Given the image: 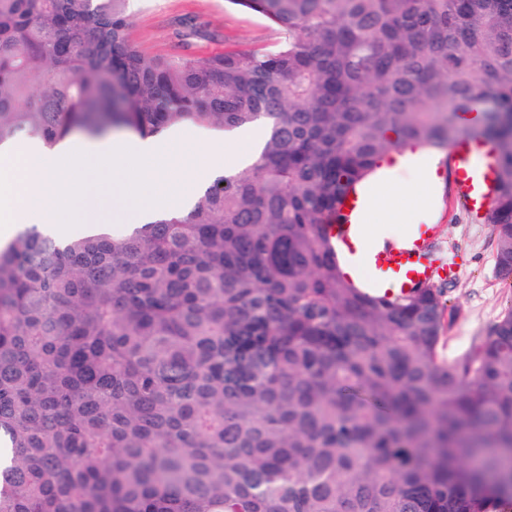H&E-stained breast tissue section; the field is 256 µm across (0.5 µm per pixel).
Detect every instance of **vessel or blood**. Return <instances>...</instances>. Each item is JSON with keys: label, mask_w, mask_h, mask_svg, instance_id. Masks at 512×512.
<instances>
[{"label": "vessel or blood", "mask_w": 512, "mask_h": 512, "mask_svg": "<svg viewBox=\"0 0 512 512\" xmlns=\"http://www.w3.org/2000/svg\"><path fill=\"white\" fill-rule=\"evenodd\" d=\"M448 164L453 170L454 191L465 202L470 212L483 214L487 195L485 189L495 180V170L487 154L475 151L468 141H457L448 152ZM356 201H347L337 212L328 228L332 243L353 247L357 227ZM430 229L420 226L410 238L401 241H383L371 250V270L377 287L386 296L404 295L433 283L444 267L428 251Z\"/></svg>", "instance_id": "obj_1"}]
</instances>
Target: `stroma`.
<instances>
[{"instance_id": "35a3bbf8", "label": "stroma", "mask_w": 512, "mask_h": 512, "mask_svg": "<svg viewBox=\"0 0 512 512\" xmlns=\"http://www.w3.org/2000/svg\"><path fill=\"white\" fill-rule=\"evenodd\" d=\"M130 37L146 54L161 57H206L228 49L268 50L279 40L278 30L263 16L229 5L228 0H129ZM438 184L425 188L427 205H416L407 194L417 178L413 169L393 174L397 191L373 205L364 216L376 238L401 239L420 224L434 227L439 256L456 268L443 282L448 301L447 325L440 344L443 359L454 362L471 353L508 309L512 279L495 269L496 238L492 225L474 221L449 186L446 155L438 157Z\"/></svg>"}]
</instances>
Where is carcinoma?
<instances>
[{
  "label": "carcinoma",
  "mask_w": 512,
  "mask_h": 512,
  "mask_svg": "<svg viewBox=\"0 0 512 512\" xmlns=\"http://www.w3.org/2000/svg\"><path fill=\"white\" fill-rule=\"evenodd\" d=\"M227 2L280 43L163 60L127 0H0V146L266 129L184 215L0 248V512H502L512 307L450 364L441 289L354 286L327 224L390 154L489 135L512 277V0Z\"/></svg>",
  "instance_id": "cac0c4a2"
}]
</instances>
